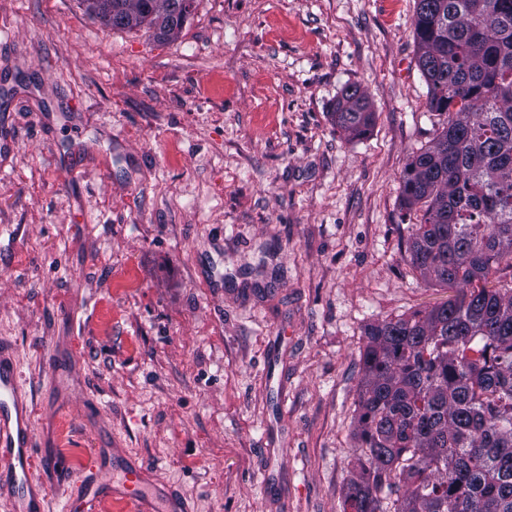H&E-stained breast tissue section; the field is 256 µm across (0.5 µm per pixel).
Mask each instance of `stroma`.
Here are the masks:
<instances>
[{"mask_svg": "<svg viewBox=\"0 0 512 512\" xmlns=\"http://www.w3.org/2000/svg\"><path fill=\"white\" fill-rule=\"evenodd\" d=\"M414 17L194 0L160 38L0 0V339L40 447L76 471L118 444L193 512H342L367 328L457 293L411 266L401 222L442 123ZM348 84L375 114L360 140L331 117Z\"/></svg>", "mask_w": 512, "mask_h": 512, "instance_id": "1", "label": "stroma"}]
</instances>
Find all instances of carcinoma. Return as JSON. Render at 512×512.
<instances>
[{
  "label": "carcinoma",
  "mask_w": 512,
  "mask_h": 512,
  "mask_svg": "<svg viewBox=\"0 0 512 512\" xmlns=\"http://www.w3.org/2000/svg\"><path fill=\"white\" fill-rule=\"evenodd\" d=\"M122 2L112 28L168 37L194 0ZM414 38L446 121L399 178L409 262L459 295L366 332L343 512H512V0H416ZM331 115L352 139L374 122L355 84Z\"/></svg>",
  "instance_id": "obj_1"
}]
</instances>
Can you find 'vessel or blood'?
Masks as SVG:
<instances>
[{
    "label": "vessel or blood",
    "instance_id": "obj_1",
    "mask_svg": "<svg viewBox=\"0 0 512 512\" xmlns=\"http://www.w3.org/2000/svg\"><path fill=\"white\" fill-rule=\"evenodd\" d=\"M59 458L39 456L29 394L14 344L0 342V499L10 512H48L47 472L67 473ZM78 492L64 512H99L102 503L133 505L135 512H190L175 489L126 449H96L88 467L75 474Z\"/></svg>",
    "mask_w": 512,
    "mask_h": 512
}]
</instances>
